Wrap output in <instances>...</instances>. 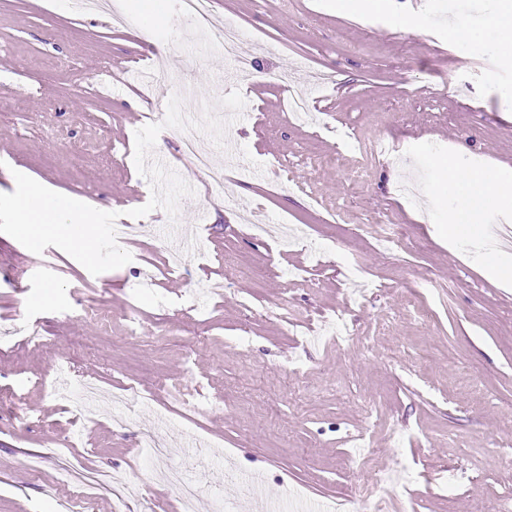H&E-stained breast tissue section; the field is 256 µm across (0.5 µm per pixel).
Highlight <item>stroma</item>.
I'll list each match as a JSON object with an SVG mask.
<instances>
[{"label": "stroma", "instance_id": "1", "mask_svg": "<svg viewBox=\"0 0 512 512\" xmlns=\"http://www.w3.org/2000/svg\"><path fill=\"white\" fill-rule=\"evenodd\" d=\"M74 2L0 0V193L19 171L100 210L142 206L134 133L151 107L178 93L198 116L235 90L245 107L212 151L223 193L172 129L152 153L193 187L174 220L198 225L199 247L157 250L173 220L157 209L121 243L132 261L94 276L0 233V512H58L71 498L52 454L64 441L90 468L146 484L134 512H172L177 491L153 479L140 444L150 429L201 440L175 462L207 488L195 512L247 502L228 470L257 474L274 498L294 487L340 504L362 471L394 461L372 491L386 512H497L512 496V288L478 257L512 212L486 210L452 247L448 214L463 201L437 197L452 145L512 177V67L490 35L448 47L451 24L483 25L497 0H390L363 20L330 0H213L214 24L242 33L241 71L180 0ZM410 12L422 28L395 30ZM296 89L324 127L292 119ZM358 136L399 153L358 173ZM262 218L303 235L280 249L253 237ZM382 224L398 226L397 249H384ZM231 260L262 274L228 277ZM92 302L107 327L85 317ZM35 331L44 344L27 343ZM86 379L102 389L91 419L56 393ZM130 382L152 399L117 414L111 396ZM362 434L375 452L351 459Z\"/></svg>", "mask_w": 512, "mask_h": 512}]
</instances>
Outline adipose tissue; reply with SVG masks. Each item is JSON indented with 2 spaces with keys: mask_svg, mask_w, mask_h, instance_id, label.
I'll return each instance as SVG.
<instances>
[{
  "mask_svg": "<svg viewBox=\"0 0 512 512\" xmlns=\"http://www.w3.org/2000/svg\"><path fill=\"white\" fill-rule=\"evenodd\" d=\"M438 166L449 195L467 199L466 209L448 215L450 236H467L470 225L479 223L488 208L512 209V180H493L487 169L464 165L454 152L439 160Z\"/></svg>",
  "mask_w": 512,
  "mask_h": 512,
  "instance_id": "ef3b65f1",
  "label": "adipose tissue"
}]
</instances>
